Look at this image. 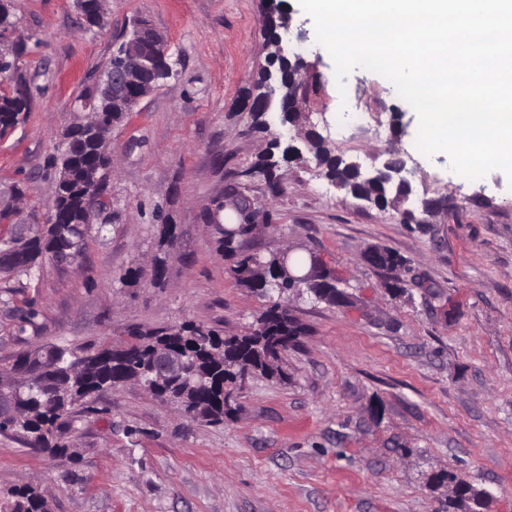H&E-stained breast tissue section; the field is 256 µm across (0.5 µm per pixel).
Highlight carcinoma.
Returning a JSON list of instances; mask_svg holds the SVG:
<instances>
[{"mask_svg": "<svg viewBox=\"0 0 512 512\" xmlns=\"http://www.w3.org/2000/svg\"><path fill=\"white\" fill-rule=\"evenodd\" d=\"M284 15L276 14L263 24L264 64L242 100L258 103L274 89L287 99L305 91L303 74L295 63L271 61L275 56L277 28ZM32 99L28 81L17 76L11 93L0 94V138L24 121ZM123 112L117 102L99 105L98 123L71 127V142L57 148L53 164L68 171L67 178L54 191L49 208L57 210L59 223L20 224L16 210L10 205L0 209V263L9 265L5 275H29L45 262L56 266L71 265L81 260L90 229L89 213L108 211L112 207L109 181L114 159L102 144L100 125L109 124L115 114ZM251 129L267 132L274 123L288 122L276 112L254 108L250 112ZM308 146L304 150L322 168L327 178L336 179L341 191L368 204L390 201L402 210L410 208L403 201V192L394 181L384 178L375 182L364 180L356 169V161L338 154L325 140L304 132ZM289 147L281 146L280 138H271L257 156L249 171L263 175L272 195L283 192L279 181L280 163H291ZM236 189L228 197L218 196L207 209V222L212 224L216 251L233 262L239 284L251 293L277 301L270 303L256 318L255 325L243 333L184 322L165 328L132 330L130 340L114 345L110 342L61 347L42 345L19 353L8 364H0V395L14 400L17 415L0 420V434L25 438L32 448L63 451V432L76 421L81 411H89L105 391L128 383L145 384L152 378L153 355L157 348H171L186 362L184 374L165 381L154 396L177 406L188 419L219 425L233 418L239 408L224 404V386L234 388L243 369L279 382L288 381V351L299 345L307 327L279 302L281 298L305 295L308 298L336 305V276L328 273L315 286L310 282L297 285L278 273L280 253L260 255L250 252V242L261 227L249 223L245 210L235 208ZM176 226L164 224L161 244L167 250L153 259L160 269L166 268L173 248ZM369 265L393 273L407 260L397 252L371 246L362 254ZM0 512H48V502L35 486L11 491L7 507Z\"/></svg>", "mask_w": 512, "mask_h": 512, "instance_id": "cac0c4a2", "label": "carcinoma"}]
</instances>
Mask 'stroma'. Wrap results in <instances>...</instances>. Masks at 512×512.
Returning a JSON list of instances; mask_svg holds the SVG:
<instances>
[{
	"mask_svg": "<svg viewBox=\"0 0 512 512\" xmlns=\"http://www.w3.org/2000/svg\"><path fill=\"white\" fill-rule=\"evenodd\" d=\"M8 2L18 71L35 92L27 119L0 140V207L18 186L27 223L45 220L49 157L76 120L75 98L97 82L134 17L166 39L175 64L110 135L112 222L90 230L81 262L0 278V359L46 343L120 344L135 326L248 328L267 301L241 288L216 254L205 210L268 141L239 109L264 57L259 0H105L103 25L92 30L76 0ZM283 6L308 34L315 130L366 162L400 150L413 199L442 196L458 209L402 223L398 209L337 190L312 160L283 169L277 197L255 175L250 195L273 203L279 220L253 249L306 244L354 306L292 302L309 333L288 353L289 381L253 378L224 424L187 420L128 384L65 431L66 453L0 435V502L37 484L49 512H466L451 483L436 479L450 470L487 492L486 512H512V184L499 171L471 181L447 155H418V117L387 79L357 68L338 87L311 17L299 0ZM345 99L383 122L385 136L366 126L336 139L322 116ZM164 214L178 239L163 282L125 285L128 269L157 255ZM373 245L398 251L435 294L392 298L386 272L361 259ZM29 306L38 316L19 326L13 310Z\"/></svg>",
	"mask_w": 512,
	"mask_h": 512,
	"instance_id": "stroma-1",
	"label": "stroma"
}]
</instances>
